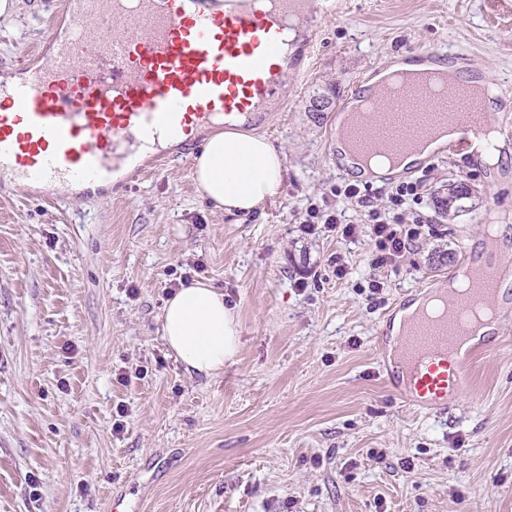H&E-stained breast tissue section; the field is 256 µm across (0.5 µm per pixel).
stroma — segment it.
I'll list each match as a JSON object with an SVG mask.
<instances>
[{
	"mask_svg": "<svg viewBox=\"0 0 512 512\" xmlns=\"http://www.w3.org/2000/svg\"><path fill=\"white\" fill-rule=\"evenodd\" d=\"M63 2L21 0L0 17V74L24 76ZM437 50L512 85V0H340L283 111L240 127L285 155L280 194L248 218L201 198L190 151L93 189L0 180V512H111L118 494L123 512H512V319L471 357L445 414L397 395L377 345L424 281L447 287L446 250L477 246L487 211L512 235V147L492 187L479 162L426 158L411 176L424 234L395 268L374 266L365 210L331 150L347 98ZM452 185L468 195L438 211ZM312 204L361 232L302 234ZM188 278L239 314L241 352L213 378L162 339V306Z\"/></svg>",
	"mask_w": 512,
	"mask_h": 512,
	"instance_id": "35a3bbf8",
	"label": "stroma"
}]
</instances>
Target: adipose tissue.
<instances>
[{
  "instance_id": "1",
  "label": "adipose tissue",
  "mask_w": 512,
  "mask_h": 512,
  "mask_svg": "<svg viewBox=\"0 0 512 512\" xmlns=\"http://www.w3.org/2000/svg\"><path fill=\"white\" fill-rule=\"evenodd\" d=\"M196 183L215 208L248 216L279 194L284 154L265 137L235 130L213 133L193 160ZM164 342L187 371L207 377L233 365L241 347V324L221 289L194 281L178 289L162 308Z\"/></svg>"
}]
</instances>
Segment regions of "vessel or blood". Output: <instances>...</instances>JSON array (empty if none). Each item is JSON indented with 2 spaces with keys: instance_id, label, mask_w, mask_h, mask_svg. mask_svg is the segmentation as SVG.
<instances>
[{
  "instance_id": "vessel-or-blood-1",
  "label": "vessel or blood",
  "mask_w": 512,
  "mask_h": 512,
  "mask_svg": "<svg viewBox=\"0 0 512 512\" xmlns=\"http://www.w3.org/2000/svg\"><path fill=\"white\" fill-rule=\"evenodd\" d=\"M66 34L50 33L31 54L28 77L0 98V175L15 183L110 181L125 170L160 166L158 135L197 149L214 117L261 118L278 103L288 73L276 64L289 19L323 17L335 0H274L257 10L249 0H68ZM429 112L403 140L447 124ZM463 128L449 153L471 154L482 123L512 134V112L458 111ZM464 264L481 267L470 302L497 301L512 313V241ZM442 317L419 313L399 341L397 366L387 368L393 389L422 410L452 407L467 384L468 339L455 320L457 301Z\"/></svg>"
}]
</instances>
